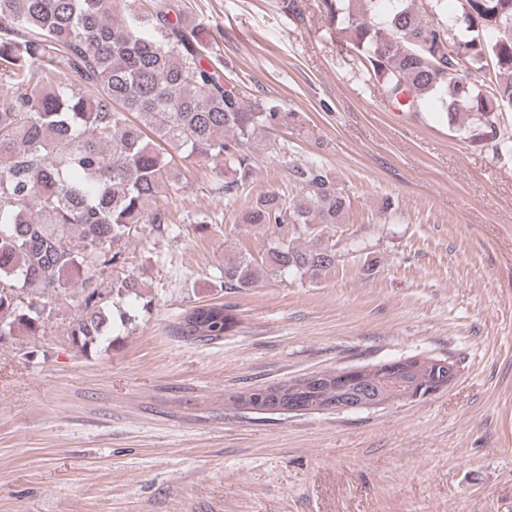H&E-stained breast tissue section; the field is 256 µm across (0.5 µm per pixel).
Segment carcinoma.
Masks as SVG:
<instances>
[{
	"label": "carcinoma",
	"mask_w": 512,
	"mask_h": 512,
	"mask_svg": "<svg viewBox=\"0 0 512 512\" xmlns=\"http://www.w3.org/2000/svg\"><path fill=\"white\" fill-rule=\"evenodd\" d=\"M320 0L336 39L354 51L390 100L415 112L427 101L448 124L483 126L512 112V0ZM0 336H36L45 296L81 290L69 336L96 349L116 322L112 295L137 293L125 276L104 288L95 273L125 265L122 241L165 220L164 191L188 160H224V195L251 180L255 146L299 126V113L268 96L246 99L227 80L204 29L177 0H0ZM299 191L257 196L244 224H291L318 242L279 241L261 259L224 264V287L246 290L268 274L318 278L336 268V245L319 243L350 205L322 160L288 166ZM224 305L185 310L172 334L191 344L224 338ZM283 394L305 405L336 401L333 384Z\"/></svg>",
	"instance_id": "cac0c4a2"
}]
</instances>
